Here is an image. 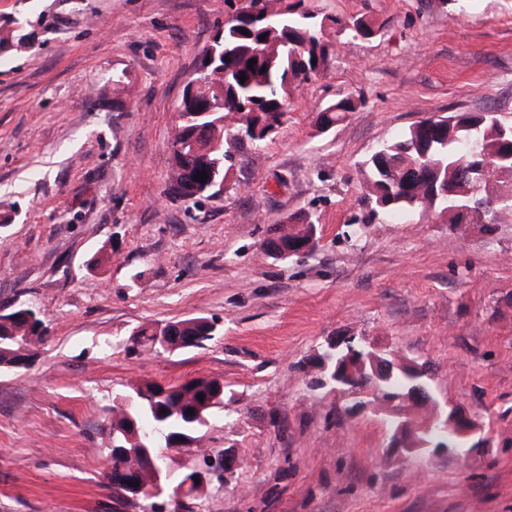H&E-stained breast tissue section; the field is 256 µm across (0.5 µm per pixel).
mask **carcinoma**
Returning <instances> with one entry per match:
<instances>
[{"label":"carcinoma","instance_id":"obj_1","mask_svg":"<svg viewBox=\"0 0 512 512\" xmlns=\"http://www.w3.org/2000/svg\"><path fill=\"white\" fill-rule=\"evenodd\" d=\"M384 25L366 16L343 20L322 17L303 8L302 0H246V8L224 24L217 32L206 54L217 71L202 88V108L185 114L171 142L174 165L168 193L175 198H199L211 195L209 182L197 178L227 176L225 162L230 158L224 150V139L231 133L260 145L266 133L282 124L289 88L324 73L333 54L335 40L329 36L371 39ZM25 38L9 30L0 35V51H20ZM256 60L248 67L250 60ZM246 75L245 82L240 76ZM356 108L351 96L339 98L320 109L315 125L327 132L343 121ZM204 126L207 135L190 141L191 130ZM364 185L374 205L393 215H402L420 206L447 216L456 223L452 210L465 203L475 191L485 201L474 224H499L512 216V122L503 121L493 112L455 114L424 118L399 137L384 144L363 162ZM281 241L315 242L316 222L306 213H293L276 224ZM207 319L195 317L169 322L163 330L195 340V346L213 339L215 328L205 329ZM156 325H141L133 332L136 344L155 349ZM355 354L351 366L357 380L375 386L382 397L396 399L415 386H429V379L397 370L389 378L371 379L374 364L391 361L396 355L374 351L365 346ZM161 385L149 383L130 394L128 412L138 422L139 434L129 433L125 447L135 453L148 450L155 464L151 469L140 466V480L147 485L154 471L166 473L170 441L183 438L188 442L200 438L208 418L224 409V398H211L209 386L190 380L178 385V391L167 401L194 410L192 417L177 412L161 413L164 402L152 399ZM204 395L199 400L198 395ZM423 431L421 441L432 448L440 443L457 451L467 447L460 434L441 435L435 428L418 420Z\"/></svg>","mask_w":512,"mask_h":512}]
</instances>
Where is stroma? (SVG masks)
Returning <instances> with one entry per match:
<instances>
[{
  "label": "stroma",
  "instance_id": "1",
  "mask_svg": "<svg viewBox=\"0 0 512 512\" xmlns=\"http://www.w3.org/2000/svg\"><path fill=\"white\" fill-rule=\"evenodd\" d=\"M244 0H0V308L39 310L50 339L0 371V512H141L108 480L113 409L132 388L224 382L202 447L233 456L181 512H512V217L374 210L363 162L429 116L512 120V0H305L382 22L339 39L262 147L228 143L222 195L166 193L185 83ZM123 77L120 93L112 81ZM359 100L335 129L314 117ZM315 249L266 244L288 214ZM108 259L89 261L100 249ZM193 317L218 334L155 353L142 324ZM432 367L431 390L482 427L460 455L402 456L382 414L313 383L327 341Z\"/></svg>",
  "mask_w": 512,
  "mask_h": 512
}]
</instances>
